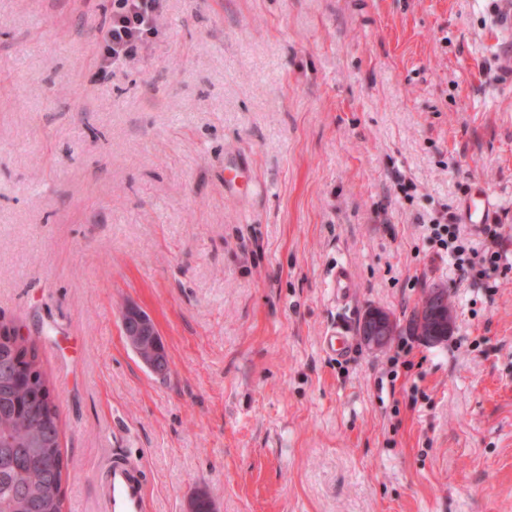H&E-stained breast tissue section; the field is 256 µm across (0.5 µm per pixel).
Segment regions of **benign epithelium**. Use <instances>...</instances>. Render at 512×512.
Segmentation results:
<instances>
[{
	"mask_svg": "<svg viewBox=\"0 0 512 512\" xmlns=\"http://www.w3.org/2000/svg\"><path fill=\"white\" fill-rule=\"evenodd\" d=\"M120 319L123 335L142 363L152 373L166 375L169 358L153 318L140 306L128 303L122 308ZM453 324L447 288L430 289L425 304L419 308L418 335L430 345H439L447 339ZM398 334L397 320L381 308L367 309L358 324L360 340L372 349L387 347Z\"/></svg>",
	"mask_w": 512,
	"mask_h": 512,
	"instance_id": "7a95c632",
	"label": "benign epithelium"
}]
</instances>
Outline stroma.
<instances>
[{
    "label": "stroma",
    "instance_id": "stroma-1",
    "mask_svg": "<svg viewBox=\"0 0 512 512\" xmlns=\"http://www.w3.org/2000/svg\"><path fill=\"white\" fill-rule=\"evenodd\" d=\"M499 2L160 0L106 74L113 0H0V322L58 407L64 512H97L115 455L147 512L200 491L217 512H512ZM479 189L504 267L462 283L427 226ZM437 285L454 328L432 347L409 325ZM129 302L166 376L129 348ZM370 307L391 346L327 355ZM332 288H336V297L344 299L351 294L352 274L350 268L341 262L331 270ZM123 335L142 363L158 376L169 369V358L153 318L140 306L126 304L121 310Z\"/></svg>",
    "mask_w": 512,
    "mask_h": 512
}]
</instances>
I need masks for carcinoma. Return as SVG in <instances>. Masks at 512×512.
Wrapping results in <instances>:
<instances>
[{"mask_svg": "<svg viewBox=\"0 0 512 512\" xmlns=\"http://www.w3.org/2000/svg\"><path fill=\"white\" fill-rule=\"evenodd\" d=\"M0 340V512H63L65 463L51 395L30 384Z\"/></svg>", "mask_w": 512, "mask_h": 512, "instance_id": "carcinoma-1", "label": "carcinoma"}]
</instances>
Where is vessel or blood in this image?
Masks as SVG:
<instances>
[{
	"instance_id": "vessel-or-blood-1",
	"label": "vessel or blood",
	"mask_w": 512,
	"mask_h": 512,
	"mask_svg": "<svg viewBox=\"0 0 512 512\" xmlns=\"http://www.w3.org/2000/svg\"><path fill=\"white\" fill-rule=\"evenodd\" d=\"M145 496V476L140 467L121 457L105 465L100 512H145Z\"/></svg>"
}]
</instances>
